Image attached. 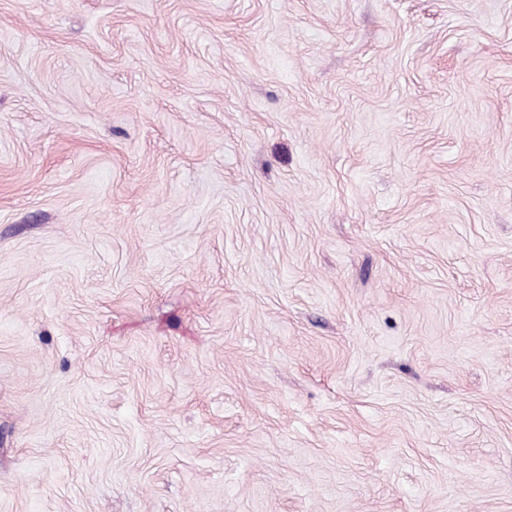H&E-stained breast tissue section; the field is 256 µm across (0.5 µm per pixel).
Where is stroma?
<instances>
[{
    "label": "stroma",
    "instance_id": "1",
    "mask_svg": "<svg viewBox=\"0 0 512 512\" xmlns=\"http://www.w3.org/2000/svg\"><path fill=\"white\" fill-rule=\"evenodd\" d=\"M0 512H512V0H0Z\"/></svg>",
    "mask_w": 512,
    "mask_h": 512
}]
</instances>
